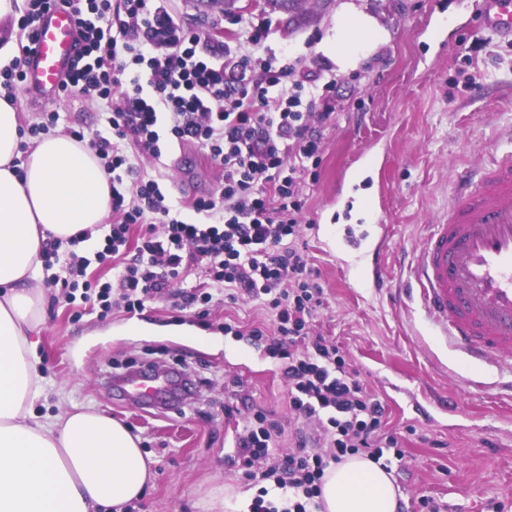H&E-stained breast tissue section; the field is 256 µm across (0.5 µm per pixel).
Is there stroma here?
Here are the masks:
<instances>
[{"label":"stroma","mask_w":512,"mask_h":512,"mask_svg":"<svg viewBox=\"0 0 512 512\" xmlns=\"http://www.w3.org/2000/svg\"><path fill=\"white\" fill-rule=\"evenodd\" d=\"M349 1L379 36L342 67L324 44ZM238 3L234 14L206 0H169L167 7L176 23L197 31L202 47L232 42L240 56L250 48L235 41L236 16L269 19L268 47H289L299 72L336 79L307 118L323 140L319 176L304 182L299 236L325 292L315 329L336 341L368 389L385 400L388 427L405 450V472L392 477L399 501L432 497L445 512H489V503L499 501L512 512V405L458 387L472 366L434 335L417 302L393 300L426 225L447 211L456 171L512 150V41L479 30L467 0H304L295 21L249 0ZM470 74L477 77L471 86ZM13 106L20 126L53 113L56 128L87 135L102 127L109 110L96 97L45 100L21 86ZM324 112L329 121H321ZM135 164L125 185L161 178L189 221L196 215L185 201L209 197L223 183L221 167L195 143L170 147L163 165L148 157ZM357 189L388 226L381 288L362 275L357 251L337 247L333 237L336 214ZM58 272L42 268L36 280L44 291L36 351L45 389L36 414L90 409L137 435L155 478L134 512H202L201 499L217 487L224 490L223 512H248L256 490L230 462L237 432L255 410L271 412L284 426L278 448L284 454L296 431L311 428L294 418L277 362L222 329L228 318L246 329L267 325L269 314L219 299L203 319L197 308L180 310L169 300L135 314L79 310L62 302ZM150 363L189 376L191 398L176 408H145L113 389L115 375ZM448 400L458 402V413L445 410ZM228 404L235 408L230 417Z\"/></svg>","instance_id":"obj_1"}]
</instances>
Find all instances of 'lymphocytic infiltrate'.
<instances>
[{
	"label": "lymphocytic infiltrate",
	"mask_w": 512,
	"mask_h": 512,
	"mask_svg": "<svg viewBox=\"0 0 512 512\" xmlns=\"http://www.w3.org/2000/svg\"><path fill=\"white\" fill-rule=\"evenodd\" d=\"M54 4L76 19V57L62 93L95 92L111 102L103 129L72 136L113 174L117 219L97 257L119 260L111 281L96 289L87 278L89 260L74 251L90 231L70 238L72 250L64 256L60 241L48 240L44 256L62 258L67 301L94 298L105 309L117 301L140 311L197 266L225 299L245 298L270 311L273 329L244 331L229 321L224 331L245 335L278 362L293 414L317 420L320 430L298 434L292 451L280 457L272 449L282 425L255 414L237 435L234 456L245 476L261 485L248 512H320L330 465L357 454L375 463L403 460L398 437L385 429V403L368 391L336 344L313 332L324 297L297 241V217L305 206L300 177L316 172L321 161L323 134L306 122L318 99L316 79L297 76L287 55L269 50L241 56L240 78L229 79L230 45L201 50L200 36L154 0H28L20 20L21 55L30 54L32 29ZM185 142L200 144L224 169L219 197L191 202L202 216L198 222L173 215L157 179L140 180L133 198L123 187L133 156L158 162L167 148ZM148 218L163 225V234L146 228L137 254L127 256L131 225ZM273 488L279 497L270 496Z\"/></svg>",
	"instance_id": "f902f5d3"
}]
</instances>
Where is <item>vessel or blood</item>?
<instances>
[{
    "label": "vessel or blood",
    "instance_id": "vessel-or-blood-1",
    "mask_svg": "<svg viewBox=\"0 0 512 512\" xmlns=\"http://www.w3.org/2000/svg\"><path fill=\"white\" fill-rule=\"evenodd\" d=\"M472 10L482 27L512 37V0H473ZM75 26L60 8L37 20L26 91L55 97L75 52ZM400 294L419 299L461 359H492L512 372V151L457 173L448 213L427 225ZM166 390L137 382L125 388L141 404Z\"/></svg>",
    "mask_w": 512,
    "mask_h": 512
}]
</instances>
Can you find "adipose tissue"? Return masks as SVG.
I'll return each mask as SVG.
<instances>
[{
  "instance_id": "ef3b65f1",
  "label": "adipose tissue",
  "mask_w": 512,
  "mask_h": 512,
  "mask_svg": "<svg viewBox=\"0 0 512 512\" xmlns=\"http://www.w3.org/2000/svg\"><path fill=\"white\" fill-rule=\"evenodd\" d=\"M345 5L326 50L339 66L375 37ZM17 112L0 96V512H123L154 474L138 438L120 422L76 409L42 417L44 393L32 336L41 289L32 287L49 237L68 240L112 211L108 171L87 147L49 132L21 149ZM322 512H397L390 475L361 455L328 468Z\"/></svg>"
}]
</instances>
